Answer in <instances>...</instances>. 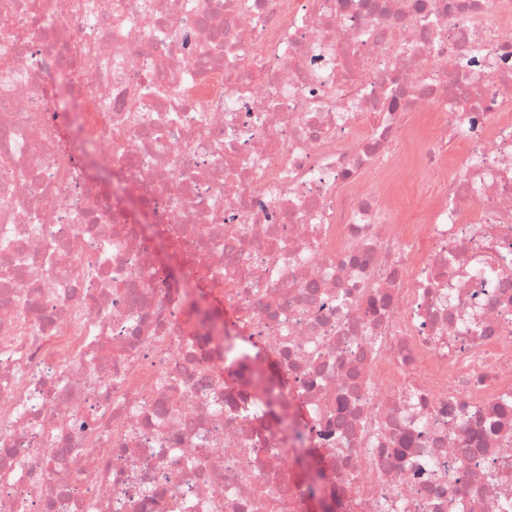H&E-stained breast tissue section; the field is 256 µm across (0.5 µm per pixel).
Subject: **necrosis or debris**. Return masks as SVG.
I'll return each mask as SVG.
<instances>
[{
    "label": "necrosis or debris",
    "mask_w": 512,
    "mask_h": 512,
    "mask_svg": "<svg viewBox=\"0 0 512 512\" xmlns=\"http://www.w3.org/2000/svg\"><path fill=\"white\" fill-rule=\"evenodd\" d=\"M1 59L0 512L512 504V0H0Z\"/></svg>",
    "instance_id": "1"
}]
</instances>
